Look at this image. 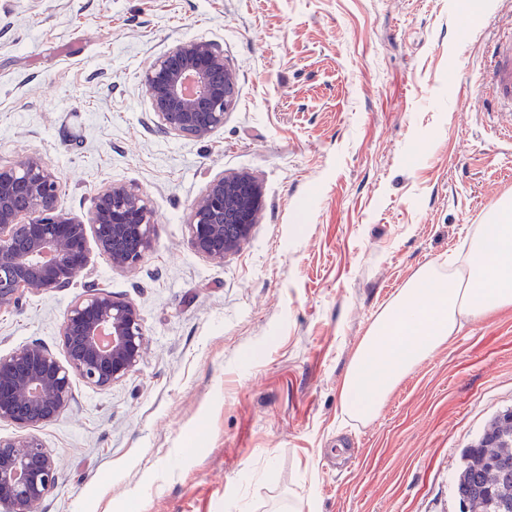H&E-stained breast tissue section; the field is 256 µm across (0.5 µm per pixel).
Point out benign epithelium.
Returning <instances> with one entry per match:
<instances>
[{
    "instance_id": "1",
    "label": "benign epithelium",
    "mask_w": 512,
    "mask_h": 512,
    "mask_svg": "<svg viewBox=\"0 0 512 512\" xmlns=\"http://www.w3.org/2000/svg\"><path fill=\"white\" fill-rule=\"evenodd\" d=\"M224 53L214 44L181 40L144 71L141 84L159 129L192 140L224 125L232 106ZM60 178L37 156L0 163V309L22 305L24 292H58L88 265V233L114 268L134 269L152 247L153 214L147 197L112 183L93 200L88 220L59 209ZM260 188L246 175L212 180L192 207L188 230L197 253L221 263L251 234ZM242 235L224 237V225ZM61 352L39 340L0 355V422L19 430L0 438V512H39L58 484L54 458L37 434L75 400L74 379L107 390L143 357L145 334L138 307L90 284L68 308Z\"/></svg>"
}]
</instances>
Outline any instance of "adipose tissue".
Instances as JSON below:
<instances>
[{
  "mask_svg": "<svg viewBox=\"0 0 512 512\" xmlns=\"http://www.w3.org/2000/svg\"><path fill=\"white\" fill-rule=\"evenodd\" d=\"M512 310V199L476 225L447 272L429 265L380 310L344 377V413L371 420L402 380L460 332L464 321Z\"/></svg>",
  "mask_w": 512,
  "mask_h": 512,
  "instance_id": "ef3b65f1",
  "label": "adipose tissue"
}]
</instances>
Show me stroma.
Returning <instances> with one entry per match:
<instances>
[{"mask_svg": "<svg viewBox=\"0 0 512 512\" xmlns=\"http://www.w3.org/2000/svg\"><path fill=\"white\" fill-rule=\"evenodd\" d=\"M512 0H0V161L35 154L60 207L143 192L151 250L0 309V355L58 348L88 282L136 304L146 349L39 431L61 478L41 512H459L453 464L512 408V311L465 322L377 416L341 386L382 307L447 268L512 196V140L472 89ZM215 43L224 125L161 132L141 76L175 41ZM253 177L250 239L216 263L187 228L210 181Z\"/></svg>", "mask_w": 512, "mask_h": 512, "instance_id": "1", "label": "stroma"}]
</instances>
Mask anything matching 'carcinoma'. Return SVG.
<instances>
[{
    "instance_id": "cac0c4a2",
    "label": "carcinoma",
    "mask_w": 512,
    "mask_h": 512,
    "mask_svg": "<svg viewBox=\"0 0 512 512\" xmlns=\"http://www.w3.org/2000/svg\"><path fill=\"white\" fill-rule=\"evenodd\" d=\"M452 494L461 512H512V408L492 416L461 450Z\"/></svg>"
}]
</instances>
